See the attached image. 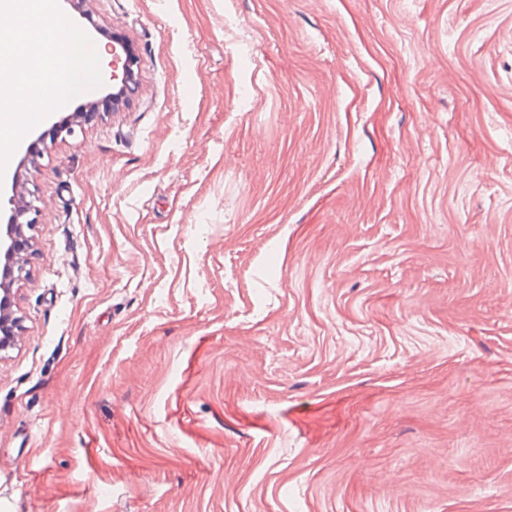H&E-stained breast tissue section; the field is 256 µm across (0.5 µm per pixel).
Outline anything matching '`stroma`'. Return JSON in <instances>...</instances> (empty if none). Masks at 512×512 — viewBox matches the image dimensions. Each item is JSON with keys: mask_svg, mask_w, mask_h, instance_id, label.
I'll use <instances>...</instances> for the list:
<instances>
[{"mask_svg": "<svg viewBox=\"0 0 512 512\" xmlns=\"http://www.w3.org/2000/svg\"><path fill=\"white\" fill-rule=\"evenodd\" d=\"M59 8L138 88L0 173V512H512V0ZM36 214L35 206L31 202H27L26 205L17 206L14 208L11 223L5 224V227L0 228V249H1V260L3 255V264L1 269L2 275V284L1 292V301H0V329L4 328V320L6 316L9 315V306H10V298H9V288L5 287V281L7 279L18 278L26 272L25 263L21 261L17 254L19 253L16 250V241L18 240L20 235H23L24 224H28L33 226L36 222L35 217L31 219H26L25 222H21L20 219L24 218L29 213ZM15 273H17L15 275Z\"/></svg>", "mask_w": 512, "mask_h": 512, "instance_id": "1", "label": "stroma"}]
</instances>
